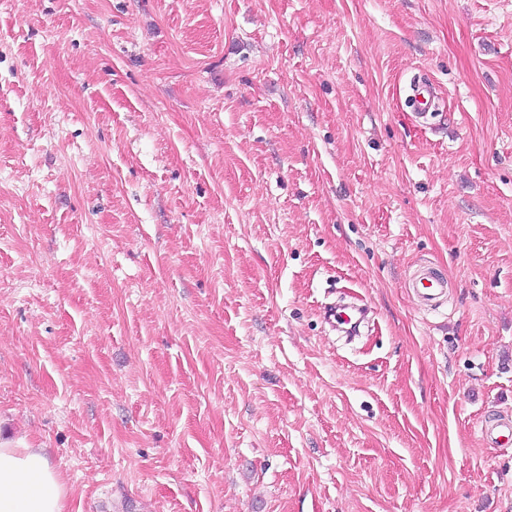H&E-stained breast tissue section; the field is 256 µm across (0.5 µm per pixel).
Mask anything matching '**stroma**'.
<instances>
[{"label": "stroma", "instance_id": "1", "mask_svg": "<svg viewBox=\"0 0 512 512\" xmlns=\"http://www.w3.org/2000/svg\"><path fill=\"white\" fill-rule=\"evenodd\" d=\"M507 418L512 0H0V431L65 512H512ZM414 295L426 307L436 308L446 296L448 280L428 267L419 269L410 283ZM355 315H358V319L354 322ZM324 319L334 329L343 330V326H358V335L360 326L365 321V312L357 307H336V305H333L325 309Z\"/></svg>", "mask_w": 512, "mask_h": 512}]
</instances>
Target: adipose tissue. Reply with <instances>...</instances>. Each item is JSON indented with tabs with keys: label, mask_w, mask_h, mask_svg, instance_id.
Here are the masks:
<instances>
[{
	"label": "adipose tissue",
	"mask_w": 512,
	"mask_h": 512,
	"mask_svg": "<svg viewBox=\"0 0 512 512\" xmlns=\"http://www.w3.org/2000/svg\"><path fill=\"white\" fill-rule=\"evenodd\" d=\"M65 487L41 448L0 435V512H64Z\"/></svg>",
	"instance_id": "ef3b65f1"
}]
</instances>
